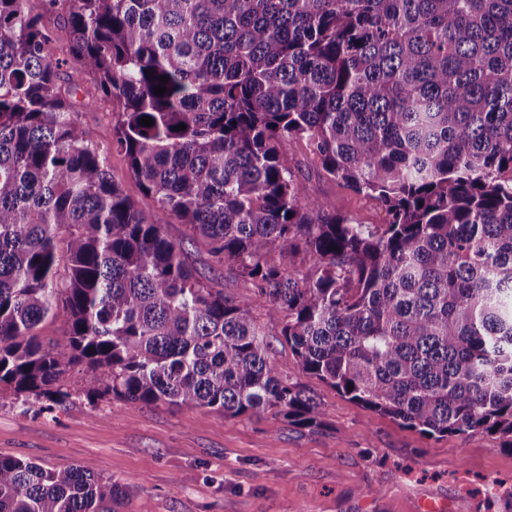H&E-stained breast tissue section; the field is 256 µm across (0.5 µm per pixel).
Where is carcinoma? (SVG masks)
Wrapping results in <instances>:
<instances>
[{"label": "carcinoma", "mask_w": 512, "mask_h": 512, "mask_svg": "<svg viewBox=\"0 0 512 512\" xmlns=\"http://www.w3.org/2000/svg\"><path fill=\"white\" fill-rule=\"evenodd\" d=\"M26 2L0 0V399L61 405L79 361L89 399L317 428L268 356L277 327L362 406L512 449V0H73L69 80L111 101L107 147ZM294 138L389 223L310 193L278 150ZM114 148L161 218L112 180ZM164 218L252 294L211 286ZM49 318L67 331L46 346ZM121 499L90 466L0 456V512ZM89 99L94 101L92 108L85 110L83 104ZM78 112V119L87 132V139L95 144H107L112 140V112L110 102L101 97L91 81L79 85L71 96Z\"/></svg>", "instance_id": "obj_1"}]
</instances>
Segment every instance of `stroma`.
<instances>
[{"label":"stroma","instance_id":"obj_1","mask_svg":"<svg viewBox=\"0 0 512 512\" xmlns=\"http://www.w3.org/2000/svg\"><path fill=\"white\" fill-rule=\"evenodd\" d=\"M71 101L95 144L112 139L110 102L92 82ZM281 151L313 195L357 223H388L384 207L327 176L305 141ZM269 355L314 398L324 424L276 411L229 416L163 403L88 400L82 366L66 404L36 412L0 401V455L58 470L92 466L122 489L120 512H512V450L499 434L429 437L305 374L278 331Z\"/></svg>","mask_w":512,"mask_h":512}]
</instances>
